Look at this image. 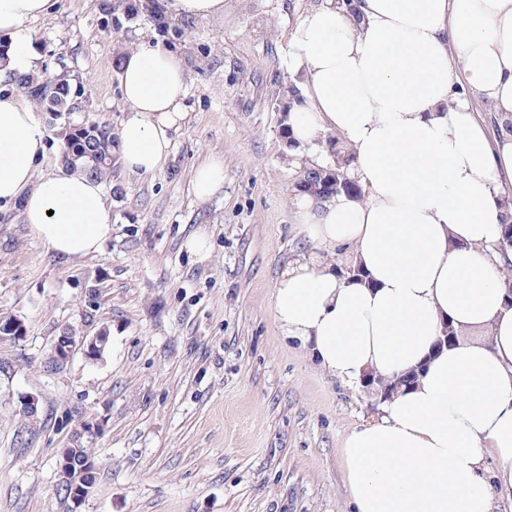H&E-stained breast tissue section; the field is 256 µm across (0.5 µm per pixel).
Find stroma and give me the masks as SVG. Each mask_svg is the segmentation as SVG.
<instances>
[{
    "label": "stroma",
    "mask_w": 512,
    "mask_h": 512,
    "mask_svg": "<svg viewBox=\"0 0 512 512\" xmlns=\"http://www.w3.org/2000/svg\"><path fill=\"white\" fill-rule=\"evenodd\" d=\"M319 3L226 0L223 18L177 41L148 22L103 36L101 0H57L26 22L37 69L78 75L87 117L119 128L118 57L155 40L184 61L188 115L161 171L103 184L112 230L99 252L55 255L20 206L0 209V317L26 330L0 340V512H69L57 460L77 435L99 463L78 512H348L342 447L381 398L319 369L273 311L280 272L309 248L295 182L329 160L289 152L274 99L288 33ZM211 155L224 187L201 201L192 173ZM198 234L202 261L187 249ZM103 327L102 358L50 366L64 332Z\"/></svg>",
    "instance_id": "stroma-1"
}]
</instances>
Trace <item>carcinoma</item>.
<instances>
[{
    "label": "carcinoma",
    "instance_id": "obj_1",
    "mask_svg": "<svg viewBox=\"0 0 512 512\" xmlns=\"http://www.w3.org/2000/svg\"><path fill=\"white\" fill-rule=\"evenodd\" d=\"M101 11L103 18L100 28L106 37L112 36L120 25L134 24L140 20L151 21L164 33L177 38L183 37L185 30L192 27L188 21L168 17L161 0H102ZM13 85L40 111L49 114L55 136L63 147L65 166L100 181L112 179V173L120 161L118 137L109 125L88 118H73L74 114L84 111V105L70 80L48 72L29 73L16 77ZM328 145L335 149V158L324 165L305 169L295 185L296 191L323 197L339 192L361 195L359 186L347 174L353 157L334 139L328 140ZM497 250L505 265L511 266L512 224L505 226Z\"/></svg>",
    "mask_w": 512,
    "mask_h": 512
}]
</instances>
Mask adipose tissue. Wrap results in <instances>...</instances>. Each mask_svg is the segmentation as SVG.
Returning a JSON list of instances; mask_svg holds the SVG:
<instances>
[{"label":"adipose tissue","mask_w":512,"mask_h":512,"mask_svg":"<svg viewBox=\"0 0 512 512\" xmlns=\"http://www.w3.org/2000/svg\"><path fill=\"white\" fill-rule=\"evenodd\" d=\"M55 5L0 0V79L30 70L25 23ZM287 67L301 96L284 121L292 140L319 148L338 132L362 195L295 194L317 252L277 280L275 319L342 381L400 384L344 442L352 512H495L512 497V293L484 249L512 221V134L489 139L470 100L512 118V0H322L292 27ZM118 86L122 164L161 171L186 118L181 60L132 49ZM47 149L31 108L0 93V207L21 204L58 255L97 253L111 229L101 185L76 170L38 175ZM339 245L353 248L347 276L319 256ZM448 325L487 338L447 345Z\"/></svg>","instance_id":"adipose-tissue-1"}]
</instances>
